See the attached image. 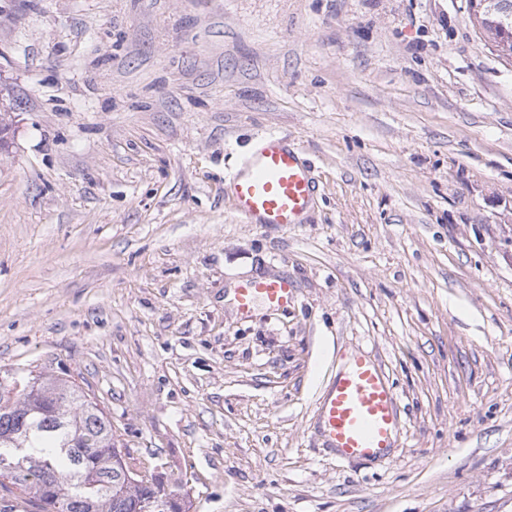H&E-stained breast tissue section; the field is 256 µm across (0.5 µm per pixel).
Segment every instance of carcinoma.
<instances>
[{
    "instance_id": "obj_1",
    "label": "carcinoma",
    "mask_w": 512,
    "mask_h": 512,
    "mask_svg": "<svg viewBox=\"0 0 512 512\" xmlns=\"http://www.w3.org/2000/svg\"><path fill=\"white\" fill-rule=\"evenodd\" d=\"M477 24L512 57V0H469ZM112 422L76 383L29 374L28 384L0 391V512H140L144 502L179 496L189 512L182 481L163 475L128 479L127 460L116 452Z\"/></svg>"
}]
</instances>
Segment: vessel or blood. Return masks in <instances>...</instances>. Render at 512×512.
Masks as SVG:
<instances>
[{
	"instance_id": "obj_1",
	"label": "vessel or blood",
	"mask_w": 512,
	"mask_h": 512,
	"mask_svg": "<svg viewBox=\"0 0 512 512\" xmlns=\"http://www.w3.org/2000/svg\"><path fill=\"white\" fill-rule=\"evenodd\" d=\"M226 182L235 211L252 224L288 226L301 223L311 211L315 181L298 146L270 132L242 154ZM294 297L285 279H256L236 290L241 312L256 301L283 309ZM396 392L370 355L353 358L337 375L319 404V415L328 447L344 460L383 458L394 441L398 416Z\"/></svg>"
}]
</instances>
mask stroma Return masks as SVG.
Returning a JSON list of instances; mask_svg holds the SVG:
<instances>
[{
  "label": "stroma",
  "instance_id": "stroma-1",
  "mask_svg": "<svg viewBox=\"0 0 512 512\" xmlns=\"http://www.w3.org/2000/svg\"><path fill=\"white\" fill-rule=\"evenodd\" d=\"M0 374H81L193 512H512V59L468 0H0ZM304 223L224 177L268 131ZM285 309L240 314L255 278ZM371 352L388 455L318 404ZM235 211L251 224H301L311 211L315 181L297 145L269 132L242 154L226 177ZM236 301L241 312L247 313L257 300L273 309L288 308L293 300V287L287 279H256L236 289Z\"/></svg>",
  "mask_w": 512,
  "mask_h": 512
}]
</instances>
